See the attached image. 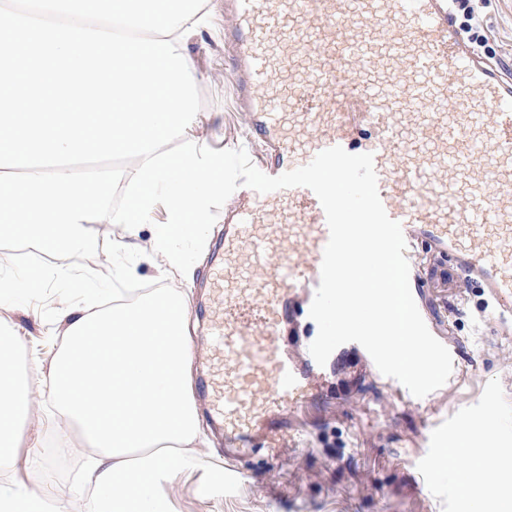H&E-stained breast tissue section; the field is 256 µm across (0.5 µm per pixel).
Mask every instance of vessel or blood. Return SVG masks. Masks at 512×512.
<instances>
[{
    "mask_svg": "<svg viewBox=\"0 0 512 512\" xmlns=\"http://www.w3.org/2000/svg\"><path fill=\"white\" fill-rule=\"evenodd\" d=\"M251 158L277 176L332 146L369 153L405 256L432 252L512 322V77L452 23L450 0H224ZM423 147L409 150L404 133ZM329 230L312 190L239 187L206 291V408L229 447L277 454L314 387L283 343L309 309Z\"/></svg>",
    "mask_w": 512,
    "mask_h": 512,
    "instance_id": "1",
    "label": "vessel or blood"
}]
</instances>
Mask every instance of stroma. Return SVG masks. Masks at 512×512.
Returning <instances> with one entry per match:
<instances>
[{
  "label": "stroma",
  "mask_w": 512,
  "mask_h": 512,
  "mask_svg": "<svg viewBox=\"0 0 512 512\" xmlns=\"http://www.w3.org/2000/svg\"><path fill=\"white\" fill-rule=\"evenodd\" d=\"M208 26L186 45L200 81L203 107L194 123L215 150L249 147L235 107L233 73L224 55V4L206 0ZM482 28L468 29L462 12L455 25L482 55L512 72V0H486ZM417 299L430 332L449 350L448 381L426 397L412 396L382 375L367 351L348 342L329 357L330 367L314 394L288 412L291 437L275 457L264 450L236 455L224 432L205 421V453L233 468L234 479L209 487L197 468L156 489L175 512H468L453 473L437 469L440 449L453 446L468 428L492 421L497 441L512 443V333H502L478 289L457 296L443 265H436ZM10 324L23 347L48 359L57 348L60 323L44 321L37 307L17 306ZM56 419L36 405L21 437L40 431L39 459L21 448L5 482L38 488L71 486L81 476V449L57 435Z\"/></svg>",
  "instance_id": "stroma-1"
}]
</instances>
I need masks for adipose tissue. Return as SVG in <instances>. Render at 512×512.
<instances>
[{
  "mask_svg": "<svg viewBox=\"0 0 512 512\" xmlns=\"http://www.w3.org/2000/svg\"><path fill=\"white\" fill-rule=\"evenodd\" d=\"M49 364L18 371L21 342L0 316V473L13 465L20 438L8 421L32 413L47 394L60 419L93 455L89 512H171L154 481L206 465L204 431L191 375V327L183 293L159 288L110 306L85 299L67 311ZM491 425L466 431L440 464L452 467L470 512H512V489L490 482V464L512 471V444L492 442ZM65 491L15 484L0 490V512H49Z\"/></svg>",
  "mask_w": 512,
  "mask_h": 512,
  "instance_id": "1",
  "label": "adipose tissue"
}]
</instances>
